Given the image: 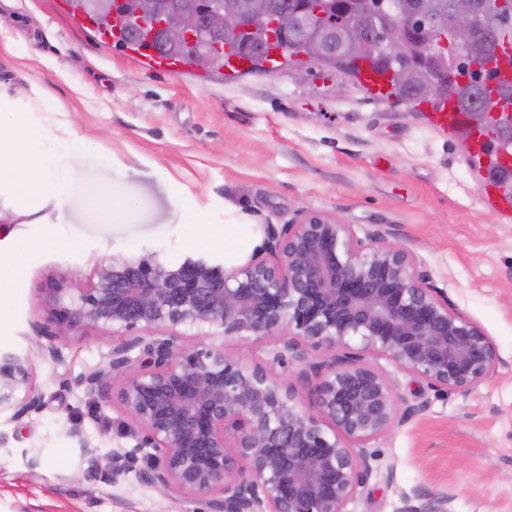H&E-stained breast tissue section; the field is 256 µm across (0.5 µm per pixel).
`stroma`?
<instances>
[{
    "label": "stroma",
    "mask_w": 512,
    "mask_h": 512,
    "mask_svg": "<svg viewBox=\"0 0 512 512\" xmlns=\"http://www.w3.org/2000/svg\"><path fill=\"white\" fill-rule=\"evenodd\" d=\"M60 2L0 0V84L29 102L43 141L77 137L96 147L59 155L69 200L44 206L46 222L16 212L9 189L0 190V247L21 248L23 259L6 283L0 349L29 355L41 398L22 421L0 416V512H207L205 498L144 483L143 452L112 480L85 477L82 442L103 461L133 445L111 396L83 385L112 340L97 330L42 337L43 290L53 278L83 287L116 255L148 250L176 262L222 252L221 240L200 232L228 224L249 225L247 259L264 225L302 211L388 230L504 361L465 396L396 372L400 395L429 408L370 443L372 471L348 512H400L418 493L442 489L454 495L453 512H512V217L482 204L463 140L433 126L428 112L314 63L231 79L153 70ZM34 85L67 111H44ZM91 181L133 201L122 222L102 224L84 210ZM51 343L58 359L43 355Z\"/></svg>",
    "instance_id": "stroma-1"
}]
</instances>
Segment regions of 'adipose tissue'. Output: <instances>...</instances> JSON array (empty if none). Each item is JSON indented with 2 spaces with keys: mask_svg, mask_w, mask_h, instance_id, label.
I'll return each instance as SVG.
<instances>
[{
  "mask_svg": "<svg viewBox=\"0 0 512 512\" xmlns=\"http://www.w3.org/2000/svg\"><path fill=\"white\" fill-rule=\"evenodd\" d=\"M66 184L53 147L39 138L13 99L0 93V186L13 187L15 199L34 213L47 201L65 205Z\"/></svg>",
  "mask_w": 512,
  "mask_h": 512,
  "instance_id": "obj_1",
  "label": "adipose tissue"
}]
</instances>
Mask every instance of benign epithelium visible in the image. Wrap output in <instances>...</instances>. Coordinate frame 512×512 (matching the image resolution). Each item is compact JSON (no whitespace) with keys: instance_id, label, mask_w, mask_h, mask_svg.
I'll return each instance as SVG.
<instances>
[{"instance_id":"benign-epithelium-1","label":"benign epithelium","mask_w":512,"mask_h":512,"mask_svg":"<svg viewBox=\"0 0 512 512\" xmlns=\"http://www.w3.org/2000/svg\"><path fill=\"white\" fill-rule=\"evenodd\" d=\"M142 3L138 14L156 21L164 45L194 54L200 70L210 64L196 46L202 29L215 46L227 31L258 27L291 46L315 20L353 32L363 55H410L397 72L403 84L420 73L434 82L454 78L455 66L441 60L456 47L481 50L484 69L494 73L504 48L478 26L494 15L489 0L402 12L380 29L371 12L331 16L321 0H224L218 11L184 0ZM387 235L367 230L360 237L332 215L303 211L296 222L266 225L262 245L240 265L192 256L165 262L145 251L112 257L83 288L50 280L49 339L95 328L115 342L107 364L83 385L92 396L112 390L134 441L105 466L83 444L86 474L106 480L125 473L149 448L152 462L141 479L203 496L209 512H348L371 473L368 444L427 409L401 398L372 360L462 395L503 365L491 337L451 308L416 255ZM181 327L207 332L190 348ZM213 329L223 343L213 342ZM228 340L281 347L246 362L226 352ZM320 350L330 357L310 362ZM290 363L303 366L301 393L275 375V366ZM39 408L28 355L0 352V414L20 421ZM453 500L447 489L428 492L400 512H452Z\"/></svg>"}]
</instances>
